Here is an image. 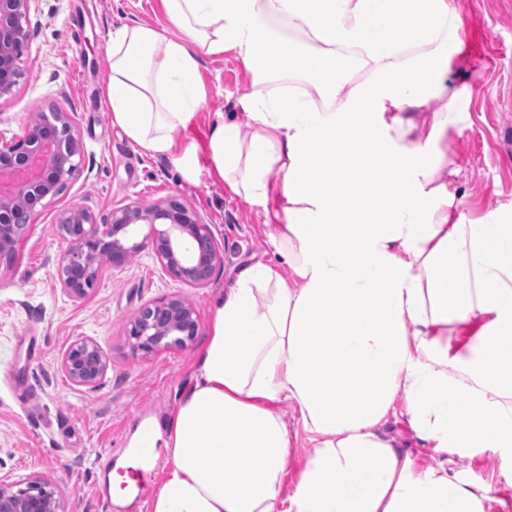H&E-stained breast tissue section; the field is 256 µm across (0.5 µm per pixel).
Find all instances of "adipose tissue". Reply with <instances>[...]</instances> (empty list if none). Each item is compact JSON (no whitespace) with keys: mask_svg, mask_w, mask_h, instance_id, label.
Masks as SVG:
<instances>
[{"mask_svg":"<svg viewBox=\"0 0 512 512\" xmlns=\"http://www.w3.org/2000/svg\"><path fill=\"white\" fill-rule=\"evenodd\" d=\"M166 24L108 41L112 122L186 179L200 165L273 210L278 266L216 304L174 415L135 433L170 466L150 512H488L494 484L450 458L496 457L512 487V205L469 221L449 129L465 20L449 0H163ZM233 52L260 91L182 135L206 103L201 57ZM250 134H243V127ZM409 424L422 465L383 425ZM311 448L294 484L280 404ZM395 415H391L386 423L385 431L394 437L401 448H410L414 452H421L422 461L425 464H435L443 459L433 454L428 448H422L419 441L415 438L408 416L406 415L405 403L402 397H398L395 402Z\"/></svg>","mask_w":512,"mask_h":512,"instance_id":"ef3b65f1","label":"adipose tissue"}]
</instances>
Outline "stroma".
I'll list each match as a JSON object with an SVG mask.
<instances>
[{
    "label": "stroma",
    "instance_id": "stroma-1",
    "mask_svg": "<svg viewBox=\"0 0 512 512\" xmlns=\"http://www.w3.org/2000/svg\"><path fill=\"white\" fill-rule=\"evenodd\" d=\"M456 3L466 22L451 78L472 85L474 94L463 104L469 127L449 131L448 139L461 169L464 213L475 219L512 204V0ZM136 23L165 25L162 0H37L23 75L12 94L0 98L5 136L57 103L80 133L74 180L40 211L10 267L0 270V475L51 479L66 512H149V496L164 478L160 471L145 475L139 497L114 506L99 493L95 462L107 450L121 458L142 419L162 421L175 412L204 338L135 357L127 321L147 304L184 296L208 323L216 299L242 267L281 262L269 236L273 215L232 195L208 167L187 181L171 159L144 151L113 124L105 104L107 43L113 30ZM200 75L207 102L183 140L202 153L219 115L233 111L254 87L230 52L204 57ZM168 199L195 210L224 251V265L207 287L169 277L146 247L125 266H102L83 297L62 290L57 267L68 246L56 230L62 211L82 205L103 224L113 210ZM83 337L97 340L108 359L94 390L74 385L61 369L67 348ZM28 388L34 397L25 404L20 395Z\"/></svg>",
    "mask_w": 512,
    "mask_h": 512
}]
</instances>
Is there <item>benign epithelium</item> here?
<instances>
[{"label": "benign epithelium", "mask_w": 512, "mask_h": 512, "mask_svg": "<svg viewBox=\"0 0 512 512\" xmlns=\"http://www.w3.org/2000/svg\"><path fill=\"white\" fill-rule=\"evenodd\" d=\"M37 0H0V97L13 92L23 74V48L29 40L28 19ZM80 152L77 126L60 106L45 117L22 127V133L0 134V173L23 174L32 166L36 176L21 179L10 193L0 194V259L17 248L28 224L44 200L60 195L77 174L74 157ZM148 232L135 245L129 240ZM58 230L69 241L58 262L61 288L82 297L98 276L101 257L116 267L125 265L145 243L152 245L156 261L171 277L190 288L208 285L224 253L208 225L176 200L149 206L128 205L112 211L108 224L96 222L83 206L65 210ZM200 317L192 302L176 297L147 304L131 318L125 330L132 354L150 356L164 349L185 347L200 330ZM64 374L77 386L94 389L105 376L108 362L101 345L86 337L73 342L61 361ZM0 512H65L55 484L35 474L0 478Z\"/></svg>", "instance_id": "7a95c632"}]
</instances>
